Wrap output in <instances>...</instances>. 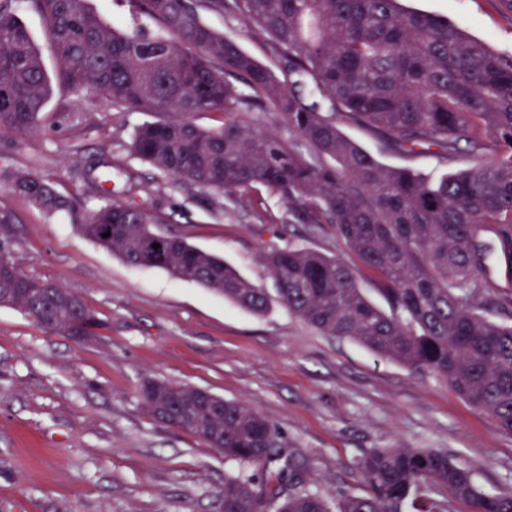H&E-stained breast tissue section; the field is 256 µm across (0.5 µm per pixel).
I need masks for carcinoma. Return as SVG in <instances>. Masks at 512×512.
I'll return each instance as SVG.
<instances>
[{
    "instance_id": "carcinoma-1",
    "label": "carcinoma",
    "mask_w": 512,
    "mask_h": 512,
    "mask_svg": "<svg viewBox=\"0 0 512 512\" xmlns=\"http://www.w3.org/2000/svg\"><path fill=\"white\" fill-rule=\"evenodd\" d=\"M32 2L57 76L73 92L90 87L116 109L158 115L135 131L133 156L219 192L268 188L301 223L332 228L357 262L297 245L267 250L273 299L180 237L147 247L158 219L138 206L113 201L84 213L85 238L258 315L275 300L326 336L444 380L512 435V56L402 0H126L132 18L160 25L153 36L108 21L88 0ZM13 3L0 0V129L24 134L39 125L52 80ZM204 12L264 32L286 58L283 77L209 27ZM262 100L288 122V140L238 118ZM205 112L224 122L198 126L193 117ZM340 120L366 128L390 154L432 152L443 165H467L436 178L387 166L347 138ZM11 189L48 213L81 210L32 174L15 175ZM4 269L0 306L57 334L96 335L99 320L79 296L25 276L9 256ZM361 277L390 312L368 299ZM45 287L56 288L47 311L23 292ZM138 395L152 417L239 466L219 491L224 512H455L456 503L512 512V492L484 487L448 452L427 448L371 449L356 462L368 491L331 502L309 485L302 461L282 459L278 431L253 408L226 401L212 415L197 408L198 389L160 380ZM259 473L268 477L259 482Z\"/></svg>"
}]
</instances>
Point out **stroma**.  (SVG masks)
Here are the masks:
<instances>
[{"label":"stroma","instance_id":"35a3bbf8","mask_svg":"<svg viewBox=\"0 0 512 512\" xmlns=\"http://www.w3.org/2000/svg\"><path fill=\"white\" fill-rule=\"evenodd\" d=\"M444 15L512 56V12L498 0H406ZM214 30L273 71L282 61L242 20L206 13ZM150 113L113 109L56 84L38 129L0 131V214L22 273L78 294L102 323L98 336H60L0 306V512H224L218 490L237 471L193 434L150 417L142 381L158 379L241 401L269 419L282 444L304 454L311 483L331 498L362 494L357 460L373 448H439L484 486L512 491V435L429 373L326 336L288 309L263 316L223 295L123 262L86 239L69 212L46 213L10 188L18 172L53 182L92 210L111 200L159 217L158 232L224 258L272 288L262 251L289 244L344 255L332 229L299 223L263 191L267 219L249 192L177 181L132 156ZM342 132L387 165L442 173L424 153H385L365 128Z\"/></svg>","mask_w":512,"mask_h":512}]
</instances>
